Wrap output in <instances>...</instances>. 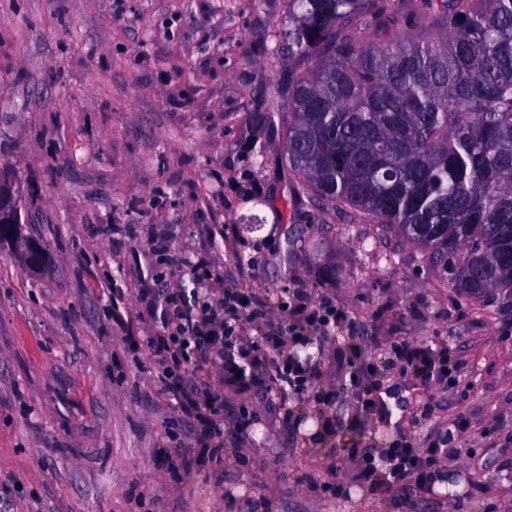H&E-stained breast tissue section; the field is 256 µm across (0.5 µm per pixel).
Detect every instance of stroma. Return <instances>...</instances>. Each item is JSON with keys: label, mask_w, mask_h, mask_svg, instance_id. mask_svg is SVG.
I'll return each mask as SVG.
<instances>
[{"label": "stroma", "mask_w": 512, "mask_h": 512, "mask_svg": "<svg viewBox=\"0 0 512 512\" xmlns=\"http://www.w3.org/2000/svg\"><path fill=\"white\" fill-rule=\"evenodd\" d=\"M287 26L288 0H0V164L51 255L34 278L0 249V512H512V298L458 294L364 212L293 194L279 133L255 121L304 68L278 50ZM196 274L211 299L266 303L244 336L284 330L292 292L335 300L318 389L402 338L448 348L459 380L384 370L394 404L365 416L282 402L269 380L238 392L209 363L191 376L224 396L218 457L163 468L194 427L147 339ZM331 417L349 431L327 435ZM403 437L455 448L433 491L370 489L335 452Z\"/></svg>", "instance_id": "stroma-1"}]
</instances>
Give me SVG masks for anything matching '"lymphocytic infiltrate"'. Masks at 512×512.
<instances>
[{
  "label": "lymphocytic infiltrate",
  "mask_w": 512,
  "mask_h": 512,
  "mask_svg": "<svg viewBox=\"0 0 512 512\" xmlns=\"http://www.w3.org/2000/svg\"><path fill=\"white\" fill-rule=\"evenodd\" d=\"M296 312L299 321L290 327L288 337L248 339L240 335V325L264 318L265 305L254 295L228 288L217 302L205 299L189 309L176 310L166 321V335L149 337L159 366L158 381L165 385L183 417L202 424L201 439L217 435L215 418L221 413L224 400L211 391L185 385L182 368L187 363L213 361L224 381L242 392L256 381L269 379L300 400L309 394L323 404L341 399V391L316 389L315 382L320 376L316 361L300 358L283 348L285 341L304 340L310 328L334 336L342 320L340 312L327 300L297 305ZM398 364L412 368L425 380L446 385L456 383L460 369L459 363L450 361L447 351L437 352L405 339L391 346L384 366ZM346 454L359 457V477L363 481L376 486L408 482L428 492L442 480L449 450L440 443L420 448L404 441L377 454L368 448L354 447L347 449Z\"/></svg>",
  "instance_id": "1"
}]
</instances>
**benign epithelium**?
<instances>
[{
	"label": "benign epithelium",
	"instance_id": "1",
	"mask_svg": "<svg viewBox=\"0 0 512 512\" xmlns=\"http://www.w3.org/2000/svg\"><path fill=\"white\" fill-rule=\"evenodd\" d=\"M12 170L0 166V244L14 246L15 241L25 237V247L20 254L26 269H43L47 267L49 256L42 243L33 236H24V229L33 223L31 215L22 212Z\"/></svg>",
	"mask_w": 512,
	"mask_h": 512
}]
</instances>
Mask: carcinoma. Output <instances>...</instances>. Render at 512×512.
<instances>
[{
  "label": "carcinoma",
  "mask_w": 512,
  "mask_h": 512,
  "mask_svg": "<svg viewBox=\"0 0 512 512\" xmlns=\"http://www.w3.org/2000/svg\"><path fill=\"white\" fill-rule=\"evenodd\" d=\"M288 0L295 189L419 247L447 287L512 297V0ZM443 36H402L411 16ZM369 17L371 28L354 32Z\"/></svg>",
  "instance_id": "carcinoma-1"
}]
</instances>
